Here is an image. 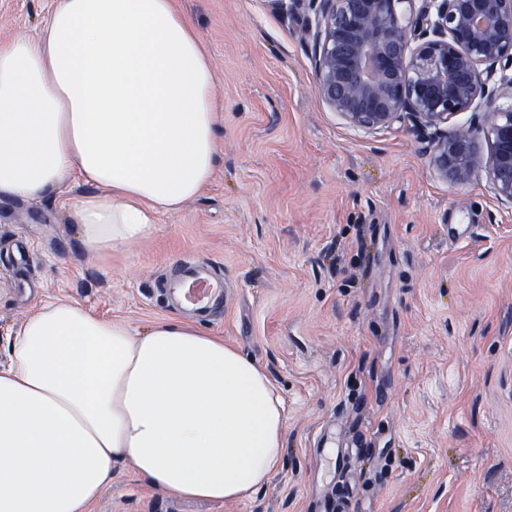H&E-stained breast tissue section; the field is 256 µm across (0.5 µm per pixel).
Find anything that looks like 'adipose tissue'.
I'll return each instance as SVG.
<instances>
[{
  "label": "adipose tissue",
  "instance_id": "obj_1",
  "mask_svg": "<svg viewBox=\"0 0 512 512\" xmlns=\"http://www.w3.org/2000/svg\"><path fill=\"white\" fill-rule=\"evenodd\" d=\"M223 108L175 0H55L34 32L0 41V198L76 176L94 187L66 203L84 246L143 237L211 179ZM6 342L0 512H93L126 461L162 493L246 499L281 463L274 381L194 322L139 332L45 302Z\"/></svg>",
  "mask_w": 512,
  "mask_h": 512
}]
</instances>
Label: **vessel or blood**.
Wrapping results in <instances>:
<instances>
[{
  "label": "vessel or blood",
  "mask_w": 512,
  "mask_h": 512,
  "mask_svg": "<svg viewBox=\"0 0 512 512\" xmlns=\"http://www.w3.org/2000/svg\"><path fill=\"white\" fill-rule=\"evenodd\" d=\"M158 301L168 310L182 312L199 324H212L227 302L224 272L210 260L188 259L167 271L156 283ZM354 489L337 480L331 491L317 495L316 512H347Z\"/></svg>",
  "instance_id": "b4317fda"
}]
</instances>
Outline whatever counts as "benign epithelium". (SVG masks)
I'll use <instances>...</instances> for the list:
<instances>
[{"mask_svg": "<svg viewBox=\"0 0 512 512\" xmlns=\"http://www.w3.org/2000/svg\"><path fill=\"white\" fill-rule=\"evenodd\" d=\"M270 2L302 13L319 96L347 124H406L440 176L465 183L483 166L496 198L512 206V108L498 106L512 98V0ZM469 110L484 123L443 128Z\"/></svg>", "mask_w": 512, "mask_h": 512, "instance_id": "7a95c632", "label": "benign epithelium"}]
</instances>
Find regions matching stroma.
<instances>
[{
    "label": "stroma",
    "mask_w": 512,
    "mask_h": 512,
    "mask_svg": "<svg viewBox=\"0 0 512 512\" xmlns=\"http://www.w3.org/2000/svg\"><path fill=\"white\" fill-rule=\"evenodd\" d=\"M224 97L218 164L143 238L82 246L64 203L92 187L0 201V365L6 331L74 301L143 330L168 264L206 258L229 286L205 334L254 358L286 405L283 460L250 498L156 492L126 464L93 512H315L329 421L364 434L352 512H512V206L485 171L440 177L407 126L366 131L322 102L297 15L268 0H177ZM50 0H0V41ZM464 225L449 239L450 225Z\"/></svg>",
    "instance_id": "obj_1"
}]
</instances>
